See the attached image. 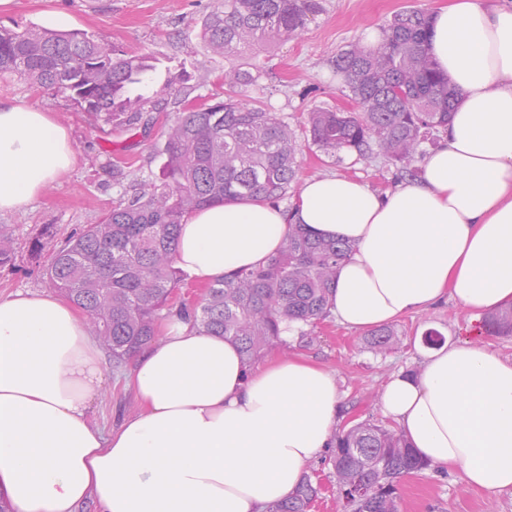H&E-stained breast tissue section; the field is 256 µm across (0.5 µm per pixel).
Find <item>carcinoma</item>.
<instances>
[{
    "label": "carcinoma",
    "instance_id": "cac0c4a2",
    "mask_svg": "<svg viewBox=\"0 0 512 512\" xmlns=\"http://www.w3.org/2000/svg\"><path fill=\"white\" fill-rule=\"evenodd\" d=\"M326 0H222L202 22L201 38L215 57H240L298 36L325 11ZM431 15L396 13L375 44L347 46L331 64L342 75L346 107L315 106L306 113L308 144L338 164L343 154L371 164L381 158L407 173L448 129L456 90L426 53ZM153 68L144 55L120 54L80 31L40 26L0 28V76L68 94L106 123L130 125V86ZM265 63L252 59L224 68L233 94L187 108L165 135L160 177L138 184L96 224L53 251L51 287L82 309L121 370L156 342V323L182 279L175 265L183 217L210 203L255 198L270 203L295 192L297 156L305 144L288 117L239 93L258 83ZM353 251L341 240L288 233L264 268L237 270L214 282L197 305L180 307L206 333L236 341L248 364L281 342L280 324L312 329L331 316L340 263ZM487 336L512 335V307L483 317ZM397 344L387 326L371 332L384 353ZM330 463L341 512H400L399 479L430 468L398 429L363 420L335 429ZM321 485L309 477L266 512H309Z\"/></svg>",
    "mask_w": 512,
    "mask_h": 512
}]
</instances>
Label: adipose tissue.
I'll return each mask as SVG.
<instances>
[{"mask_svg": "<svg viewBox=\"0 0 512 512\" xmlns=\"http://www.w3.org/2000/svg\"><path fill=\"white\" fill-rule=\"evenodd\" d=\"M427 51L459 92L418 181L377 194L349 177L301 183L292 212L231 199L184 217L177 267L207 286L265 266L289 224L349 241L331 310L364 331L443 297L472 317L512 305V0H454ZM77 152L55 113L0 100V215L20 213ZM99 342L51 292L0 296V492L14 512H265L288 497L337 426L335 376L300 357L249 370L238 345L180 315L136 355L139 410L103 430ZM415 453L469 486L512 491V360L482 341L426 348L417 373L382 389Z\"/></svg>", "mask_w": 512, "mask_h": 512, "instance_id": "1", "label": "adipose tissue"}]
</instances>
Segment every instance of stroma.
<instances>
[{
    "instance_id": "1",
    "label": "stroma",
    "mask_w": 512,
    "mask_h": 512,
    "mask_svg": "<svg viewBox=\"0 0 512 512\" xmlns=\"http://www.w3.org/2000/svg\"><path fill=\"white\" fill-rule=\"evenodd\" d=\"M220 0H14L9 12H0V27H49L52 16L62 14L67 30H81L129 54L160 58L163 69L148 73L140 91L149 97L143 115L149 125H108L91 117L72 101L36 90L16 78L0 77V97H18L55 112L68 126L78 157L75 167L26 212L0 215V230L13 241L15 259L0 268V294L48 289L46 275L55 248L86 225L97 223L120 199L130 196L135 184L158 178L163 157L159 153L167 128L193 103L220 100L228 92L224 68L228 61L210 56L200 37L204 17ZM449 0H327L326 10L309 21L301 35L280 46L260 50L269 70L248 94L302 121L314 106H341L339 80L331 59L354 42H366L367 33L381 29L391 17L406 9L433 13ZM172 80L164 97L155 89ZM325 157L304 147L298 156L301 179L349 176L363 180L373 190L395 188V170L383 162L325 166ZM43 239L41 256L28 247ZM400 339L397 348L380 354L368 344L369 332L355 331L328 318L315 331L313 341L274 346L265 358L302 354L336 377L341 404L339 419L384 421L379 395L394 374L420 368L422 355L415 340L429 330L458 341L472 339L470 314L446 297L429 310L402 318L393 325ZM128 371H108L104 387L90 415L104 429L118 426L138 410L128 386ZM401 512H512V492L474 489L460 472L430 469L401 478Z\"/></svg>"
}]
</instances>
